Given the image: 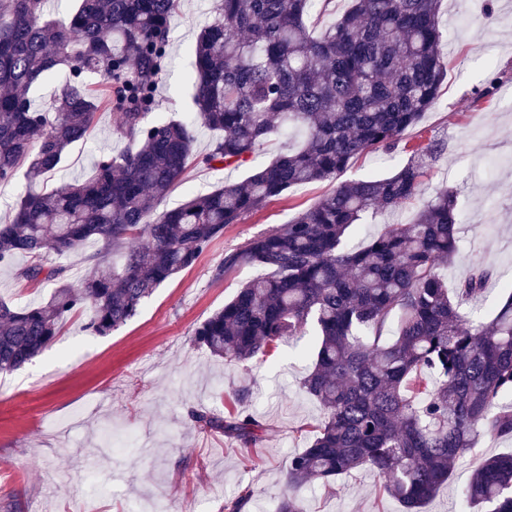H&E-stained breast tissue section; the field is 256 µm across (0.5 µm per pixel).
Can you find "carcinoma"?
<instances>
[{"mask_svg":"<svg viewBox=\"0 0 512 512\" xmlns=\"http://www.w3.org/2000/svg\"><path fill=\"white\" fill-rule=\"evenodd\" d=\"M179 2L77 0L67 17L49 19L48 0H0V183L21 165L30 185L45 182L98 112H121L125 140L96 158L88 178L19 197L0 224V267L24 256L19 275L53 285L39 304L0 298V372L42 352L71 312L90 310L86 330L111 334L224 227L395 146L436 105L447 77L440 0H350L318 33L331 0H218L196 41V111L149 122ZM61 70L51 109L36 106L33 87ZM197 127L218 132L202 156ZM294 131L297 146L241 183L159 210L191 163L240 167L264 141ZM438 152L430 142L391 176L340 184L213 270L215 279L261 273L197 327L210 355L246 362L317 328L301 388L324 420L288 461L278 512H303L297 492L308 481L329 488L360 467L386 478L384 491L404 512H421L480 432L512 438V406L501 405L512 395V291L487 322L461 311L493 271L476 266L451 290L440 274L458 251L453 193L431 197L412 223L387 226L363 248L344 246L362 214L416 198L422 158ZM51 252L78 254L91 270L71 282L63 266L44 265ZM195 421L243 442L260 428L239 411ZM460 496L485 512H512V454L486 459Z\"/></svg>","mask_w":512,"mask_h":512,"instance_id":"carcinoma-1","label":"carcinoma"}]
</instances>
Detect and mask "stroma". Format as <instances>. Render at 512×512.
<instances>
[{
    "label": "stroma",
    "mask_w": 512,
    "mask_h": 512,
    "mask_svg": "<svg viewBox=\"0 0 512 512\" xmlns=\"http://www.w3.org/2000/svg\"><path fill=\"white\" fill-rule=\"evenodd\" d=\"M505 0H441L448 75L439 102L395 147L353 160L341 181L394 174L418 146L441 150L425 167L422 198L391 212H371L346 235L348 246L386 225L412 222L425 199L454 191L461 213V256L444 269L448 283L484 265L494 276L473 312L490 319L512 286V21ZM216 0H181L171 26L170 57L155 93L156 114L180 119L193 110L195 41ZM288 139L276 136L239 168L192 164L160 204L171 209L190 192L242 181L267 164ZM120 115L98 113L86 143L68 152L62 176L89 175L100 153L121 147ZM314 182L271 199L225 227L193 267L162 284L138 313L107 336L90 335L88 312L65 315L61 332L21 370L0 374V512H153L185 506L224 512L250 489L248 512H275L288 460L310 444L323 420L301 388L312 370L314 334L282 342L275 356L244 364L212 357L194 330L220 310L254 269L212 277L227 250L289 223L335 187ZM25 263L0 269V297L17 305L50 294L48 285L18 277ZM251 414L262 425L244 443L203 429L199 412ZM512 453V439L481 433L447 485L423 512H469L458 490L488 457ZM364 467L340 477L334 492L312 481L300 490L304 512H403Z\"/></svg>",
    "instance_id": "1"
}]
</instances>
